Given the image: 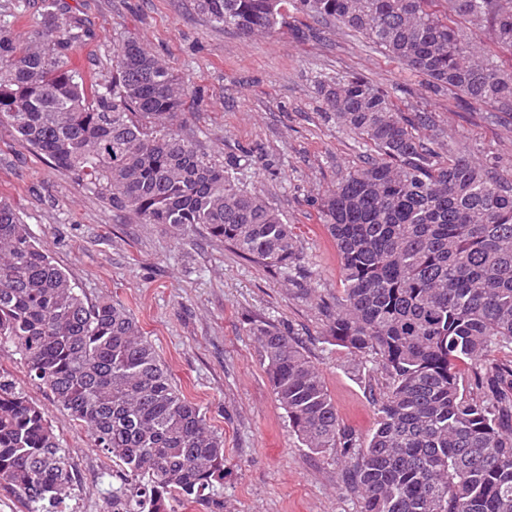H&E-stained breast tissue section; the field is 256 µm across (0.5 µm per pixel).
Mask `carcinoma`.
Returning <instances> with one entry per match:
<instances>
[{"label": "carcinoma", "mask_w": 512, "mask_h": 512, "mask_svg": "<svg viewBox=\"0 0 512 512\" xmlns=\"http://www.w3.org/2000/svg\"><path fill=\"white\" fill-rule=\"evenodd\" d=\"M192 0L211 22L271 34L294 12L362 35L435 89L512 113V70L462 38L486 28L512 60V0ZM89 29L65 0H45L32 44L0 24V121L51 168L112 210L173 234L200 226L242 257L302 275L293 227L260 190L240 186V157L217 161L181 120L189 79L131 32L112 39L111 76L70 64ZM318 94L336 123L376 156L318 200L336 244L343 296L323 306L326 335L372 355L385 375L363 448L341 427L319 368L273 321L247 323L276 398L314 454L356 456L343 481L359 512H512V176L423 132L360 74L326 76ZM87 429L120 469L112 504L126 512H224V436L173 383L154 344L119 299H87L0 197V347ZM487 365L474 392L459 366ZM70 458L43 410L0 371V485L28 512H58L72 494Z\"/></svg>", "instance_id": "1"}]
</instances>
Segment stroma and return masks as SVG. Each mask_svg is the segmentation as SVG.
<instances>
[{
    "label": "stroma",
    "mask_w": 512,
    "mask_h": 512,
    "mask_svg": "<svg viewBox=\"0 0 512 512\" xmlns=\"http://www.w3.org/2000/svg\"><path fill=\"white\" fill-rule=\"evenodd\" d=\"M93 37L70 57L93 81L112 71L109 46L129 30L175 70L189 76L195 99L183 116L202 151L242 157L239 178L258 188L293 224L304 278L288 281L244 260L205 230L174 238L160 224L118 217L98 196L79 190L0 124V196L21 213L31 234L89 299L114 296L138 319L174 383L224 434V512H358L341 479L348 461L315 455L288 426L265 372L261 348L246 331L265 317L295 336L319 367L342 424L366 441L377 415L369 388L384 375L368 355L327 342L319 299L343 291L336 245L320 224L316 200L362 166L359 144L324 110L314 78L360 73L388 89L405 110L430 112L438 129L480 161L512 175V120L487 106H464L433 91L340 25L307 40L287 26L244 37L196 12L192 0H67ZM42 0H0V21L27 42ZM0 368L24 380L67 449L76 477L66 512H111L106 460L86 429L73 426L45 389L27 382L11 348Z\"/></svg>",
    "instance_id": "stroma-1"
}]
</instances>
